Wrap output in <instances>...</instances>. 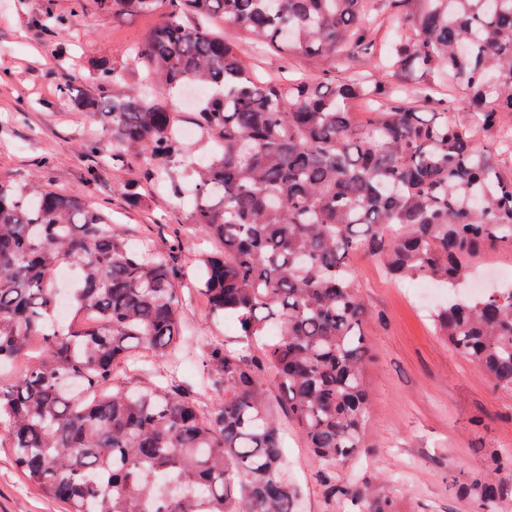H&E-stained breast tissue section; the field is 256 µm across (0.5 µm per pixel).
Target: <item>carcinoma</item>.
Returning a JSON list of instances; mask_svg holds the SVG:
<instances>
[{"label":"carcinoma","mask_w":512,"mask_h":512,"mask_svg":"<svg viewBox=\"0 0 512 512\" xmlns=\"http://www.w3.org/2000/svg\"><path fill=\"white\" fill-rule=\"evenodd\" d=\"M154 15L133 48L146 66L127 88L103 64L99 97L69 76L60 100L100 114L116 148L102 161L136 162L146 182L188 199V230L224 251L204 260L193 288L212 315L238 321L239 346L203 343L204 413L174 369L146 385L116 370L142 352L167 363L198 339L184 325L178 272L139 249L123 227L81 200L0 180V427L26 480L67 512H295L300 490L283 470L284 430L270 387L307 447L332 469L365 447L367 316L349 256L383 259L394 280L455 289L488 249L512 251V178L501 145L477 144L447 113L419 112L376 72L416 83L423 97L453 81L475 123L512 115V0H100ZM47 7L38 26L66 35L84 11ZM404 33L379 42V16ZM222 21L260 53L299 58L323 80L257 75ZM210 92L192 124L212 146L201 158L179 134L173 88ZM78 272L76 327L55 319L58 275ZM439 333L512 394V288L451 298ZM466 494L476 512H500L512 458ZM352 512H397L395 492L326 484Z\"/></svg>","instance_id":"carcinoma-1"}]
</instances>
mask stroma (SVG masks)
I'll return each mask as SVG.
<instances>
[{
    "label": "stroma",
    "mask_w": 512,
    "mask_h": 512,
    "mask_svg": "<svg viewBox=\"0 0 512 512\" xmlns=\"http://www.w3.org/2000/svg\"><path fill=\"white\" fill-rule=\"evenodd\" d=\"M43 3L0 0V180L35 182L103 205L134 241L173 252L185 277L193 278L201 255L216 251V244L177 236L187 211L168 192L131 203L124 186L142 182L138 166L118 171L83 151L91 139L101 154L111 153V127L59 100L62 74L73 69L84 75V94L97 96L91 74L100 63L137 84L142 69L129 44L153 17L114 13L86 0L75 35L53 36L35 24ZM382 268L380 259H355L358 295L369 310L362 328L370 348L366 446L336 473L350 486L396 490L399 512H474L465 489L488 472L485 449L512 456V394L494 389L481 367L449 347L432 309L416 303L410 282L387 279ZM478 270L461 294L512 282V251L486 253ZM183 317L195 335L218 336L229 345L237 340L235 324L212 319L204 301H193ZM270 404L288 433L286 474L302 490L297 512H349L345 500L327 495L323 466L289 422L285 405L275 396ZM0 512H64L63 503L24 482L3 436Z\"/></svg>",
    "instance_id": "1"
}]
</instances>
